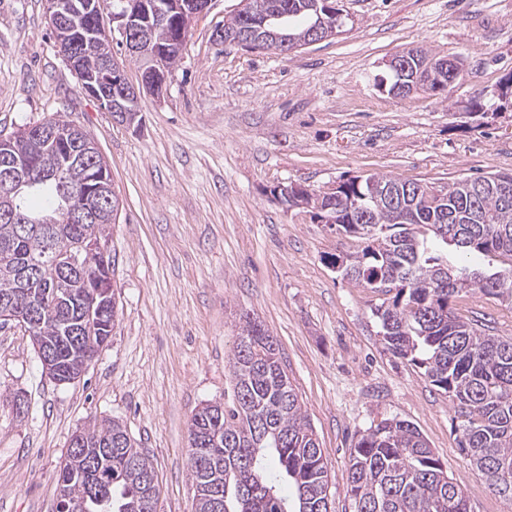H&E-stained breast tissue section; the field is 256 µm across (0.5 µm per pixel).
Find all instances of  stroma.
Segmentation results:
<instances>
[{"instance_id": "1", "label": "stroma", "mask_w": 512, "mask_h": 512, "mask_svg": "<svg viewBox=\"0 0 512 512\" xmlns=\"http://www.w3.org/2000/svg\"><path fill=\"white\" fill-rule=\"evenodd\" d=\"M237 5L213 0L193 21L162 96L143 97L127 126L81 91L44 0H0V135L65 116L97 142L120 200L108 237L118 314L89 369L56 383L24 328L0 326V512H54L71 437L93 418L118 420L147 451L157 512H194L189 423L231 402L244 314L278 344L328 463L331 512H353L350 450L386 418L423 434L472 512H512L462 454L448 395L386 350L376 294L329 265L356 238L271 195L373 172L428 186L512 172V98L498 96L512 0H339L343 32L285 56L213 42ZM409 47L463 61L447 98L378 87ZM452 308L512 337L499 299L471 291Z\"/></svg>"}]
</instances>
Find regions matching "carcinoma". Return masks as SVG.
I'll return each instance as SVG.
<instances>
[{
	"label": "carcinoma",
	"mask_w": 512,
	"mask_h": 512,
	"mask_svg": "<svg viewBox=\"0 0 512 512\" xmlns=\"http://www.w3.org/2000/svg\"><path fill=\"white\" fill-rule=\"evenodd\" d=\"M288 11L285 33L303 36L314 21L312 0H271ZM15 137L35 167V184L16 205L32 218L58 217L66 194L53 179L40 178V167L65 157L51 146ZM402 182L388 175L356 176L338 185L328 198L326 215L336 231L353 234L357 250L330 258L343 276L384 296L372 308L381 322L382 341L392 354L410 360L434 386L448 393L461 418L459 448L489 487L512 502V339L482 333L454 314L452 298L479 290L512 305V204L497 185H512V173L462 178L440 189L434 205L415 195L403 197L406 219L394 224L389 204L376 189ZM356 208L376 226L367 236L344 223ZM111 221L96 224H11L0 217V291L9 287L15 268L42 262L43 275L32 281L37 299L56 293L59 302L31 334L33 345L50 350L57 368L76 379L97 352L98 335L78 336L73 329L90 300L85 281L54 275L50 245L71 238L107 237ZM468 254H496L500 271L456 269L435 255L441 244ZM90 275L113 280L115 261L93 258ZM234 401L204 404L192 417L189 447L206 449L207 458L188 459L189 478L198 490L195 512H212L209 488H223L224 512H330L328 469L318 438L284 369L276 342L261 325L247 321L228 358ZM80 454H67L58 486L66 489L77 512H141L140 501L154 491L156 470L150 457L116 420L77 430ZM112 446L118 453L106 452ZM281 480L294 488L287 501L277 490ZM89 485L95 494L86 495ZM347 493L354 512H471L467 498L449 478L432 449L410 422L384 419L370 427L351 449Z\"/></svg>",
	"instance_id": "cac0c4a2"
}]
</instances>
